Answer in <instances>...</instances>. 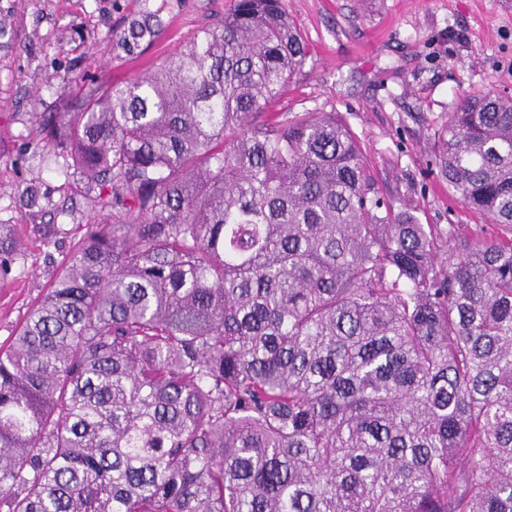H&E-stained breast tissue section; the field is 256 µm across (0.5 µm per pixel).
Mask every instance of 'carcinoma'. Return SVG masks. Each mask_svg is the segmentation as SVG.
<instances>
[{
    "label": "carcinoma",
    "instance_id": "obj_1",
    "mask_svg": "<svg viewBox=\"0 0 512 512\" xmlns=\"http://www.w3.org/2000/svg\"><path fill=\"white\" fill-rule=\"evenodd\" d=\"M113 39L142 54L164 5ZM283 0L39 115L86 225L0 345V512H512V97L466 94L435 155L500 227L378 194L334 112H292Z\"/></svg>",
    "mask_w": 512,
    "mask_h": 512
}]
</instances>
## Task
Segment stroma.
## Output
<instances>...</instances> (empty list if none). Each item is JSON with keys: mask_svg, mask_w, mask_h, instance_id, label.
I'll list each match as a JSON object with an SVG mask.
<instances>
[{"mask_svg": "<svg viewBox=\"0 0 512 512\" xmlns=\"http://www.w3.org/2000/svg\"><path fill=\"white\" fill-rule=\"evenodd\" d=\"M165 30L146 53L117 56L112 34L135 0H0L11 44L0 47V344L46 293L80 238L103 219L82 182L43 164L36 114L63 108L62 88L121 83L170 57L230 0H167ZM308 57L285 88L295 112H335L357 135L382 197L421 223L493 231L448 196L435 135L464 94H512V0H284ZM44 198L29 206L26 191ZM58 225L48 249L45 227Z\"/></svg>", "mask_w": 512, "mask_h": 512, "instance_id": "obj_1", "label": "stroma"}]
</instances>
